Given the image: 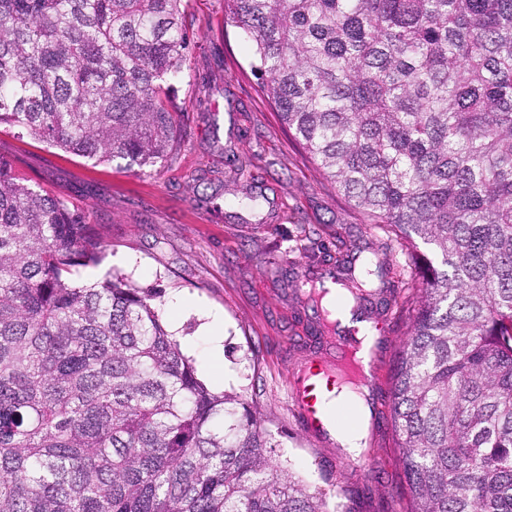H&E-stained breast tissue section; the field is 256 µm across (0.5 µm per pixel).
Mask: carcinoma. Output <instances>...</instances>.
Returning <instances> with one entry per match:
<instances>
[{"mask_svg":"<svg viewBox=\"0 0 512 512\" xmlns=\"http://www.w3.org/2000/svg\"><path fill=\"white\" fill-rule=\"evenodd\" d=\"M186 0H0V128L164 160ZM317 169L422 255L392 376L409 512H512V0H224ZM86 215L0 160V512H328ZM365 276L342 281L354 302Z\"/></svg>","mask_w":512,"mask_h":512,"instance_id":"cac0c4a2","label":"carcinoma"}]
</instances>
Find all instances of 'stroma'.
<instances>
[{
  "mask_svg": "<svg viewBox=\"0 0 512 512\" xmlns=\"http://www.w3.org/2000/svg\"><path fill=\"white\" fill-rule=\"evenodd\" d=\"M193 38L177 104L183 140L149 168L96 164L0 128V158L55 194L69 196L109 246L81 279L116 269L158 288L161 322L210 389L243 393L262 414L283 467L348 512H407L400 450L391 422V374L412 318L415 252L399 250L369 224L282 129L251 72V46L224 21V0H189ZM245 173H238V166ZM375 250L403 267L374 281L367 307L376 340L364 451L310 438L289 400L297 366L332 357L336 332L311 333L317 313L299 290L308 277L347 276L357 254ZM224 322V353L211 357L199 327Z\"/></svg>",
  "mask_w": 512,
  "mask_h": 512,
  "instance_id": "stroma-1",
  "label": "stroma"
}]
</instances>
